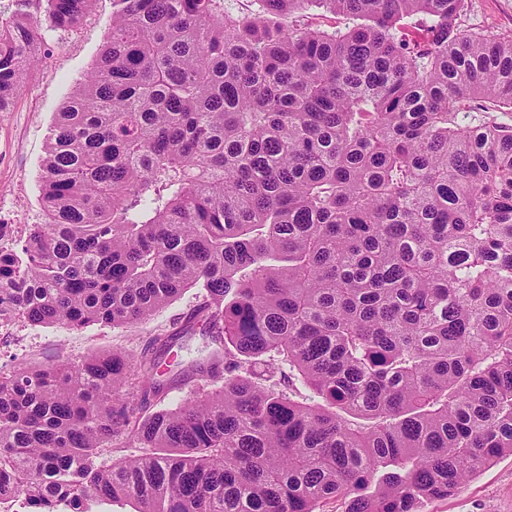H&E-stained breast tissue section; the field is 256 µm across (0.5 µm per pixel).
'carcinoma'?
<instances>
[{"instance_id":"carcinoma-1","label":"carcinoma","mask_w":512,"mask_h":512,"mask_svg":"<svg viewBox=\"0 0 512 512\" xmlns=\"http://www.w3.org/2000/svg\"><path fill=\"white\" fill-rule=\"evenodd\" d=\"M16 2L0 112L41 26L97 0ZM234 2L112 0L48 134L45 220L0 224V324L130 328L202 297L134 361L0 375V494L36 512H418L512 453V124L459 109H512V35L462 29L464 0ZM312 4L358 23L276 22ZM198 333L210 357L160 371ZM122 436L147 452L100 465Z\"/></svg>"}]
</instances>
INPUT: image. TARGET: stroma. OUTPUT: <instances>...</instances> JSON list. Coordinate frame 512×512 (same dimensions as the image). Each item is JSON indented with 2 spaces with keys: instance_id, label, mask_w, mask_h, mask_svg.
Here are the masks:
<instances>
[{
  "instance_id": "35a3bbf8",
  "label": "stroma",
  "mask_w": 512,
  "mask_h": 512,
  "mask_svg": "<svg viewBox=\"0 0 512 512\" xmlns=\"http://www.w3.org/2000/svg\"><path fill=\"white\" fill-rule=\"evenodd\" d=\"M112 0H97L92 14L75 32L45 31L49 54L34 71L13 108L0 112V224L24 237L28 225L43 221L39 180L49 128L65 98L91 68L110 35ZM463 29L512 34V0H466ZM198 302L197 289L185 290L136 328L92 325L32 326L13 321L0 326V374L21 365L59 359L79 361L96 351L140 354L154 335L171 327ZM420 512H512V454L496 458L447 498L424 501Z\"/></svg>"
}]
</instances>
